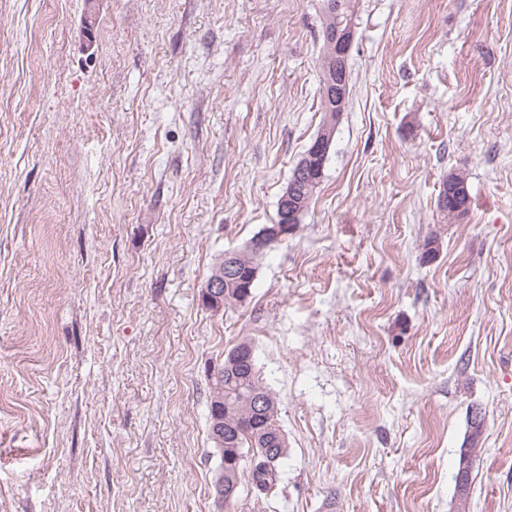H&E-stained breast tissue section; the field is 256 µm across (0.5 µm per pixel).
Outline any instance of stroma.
Instances as JSON below:
<instances>
[{"mask_svg": "<svg viewBox=\"0 0 512 512\" xmlns=\"http://www.w3.org/2000/svg\"><path fill=\"white\" fill-rule=\"evenodd\" d=\"M320 11L0 0V512H220L207 371L245 339L287 452L221 512H512V0H357L320 188L203 305L323 122ZM243 253L239 250L236 251H228L224 253V257L221 259V261L214 267L208 281L206 284V287L213 281L215 278H219L220 276L224 277V285L232 286L235 282L237 274V269L239 265L243 262ZM223 271V274H222ZM205 287V288H206ZM205 288L203 290H205ZM223 291L227 290L226 295ZM233 289V290H232ZM242 289L246 288H223V283L220 279L214 281L210 285V292L211 294H208L210 298H212V302L217 306H221V299L223 298V309L226 307L227 304H237V301L235 300L236 293ZM202 290V293L205 292Z\"/></svg>", "mask_w": 512, "mask_h": 512, "instance_id": "35a3bbf8", "label": "stroma"}]
</instances>
